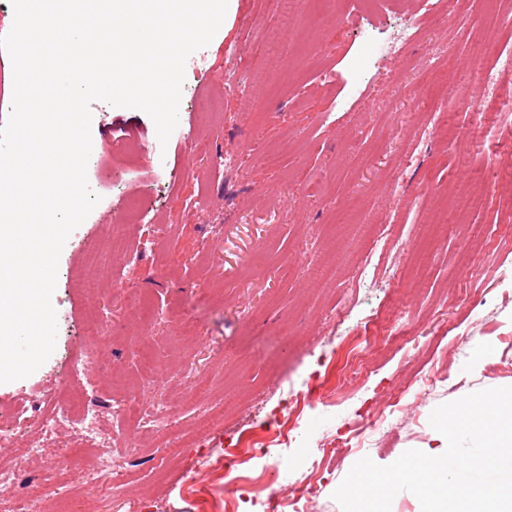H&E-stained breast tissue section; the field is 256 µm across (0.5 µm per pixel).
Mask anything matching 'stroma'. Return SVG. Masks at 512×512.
I'll use <instances>...</instances> for the list:
<instances>
[{"instance_id":"obj_1","label":"stroma","mask_w":512,"mask_h":512,"mask_svg":"<svg viewBox=\"0 0 512 512\" xmlns=\"http://www.w3.org/2000/svg\"><path fill=\"white\" fill-rule=\"evenodd\" d=\"M511 3L401 0L397 14L375 16L379 38L412 14L429 17L425 32L376 59L350 100L343 72L360 42L340 19L343 0H294L288 53L258 39L270 24L264 0H228L212 41L186 61L167 144L143 111L93 103L87 180L100 201L59 257L53 353L0 384V430L17 438L0 447V464L39 443L17 411L58 392L69 357L85 348L95 352L85 377L103 432L123 386L140 406L170 398L179 408L92 484L81 476L96 450L60 428L55 446L0 491V512L15 493L43 512L46 472L76 487L59 512H285L283 496L309 485L312 512H342L333 493L358 460L386 466L425 448L437 406L512 386L502 357L512 250L496 247L501 225H512V70L488 92L472 69L474 58L490 65L512 51V29L494 26ZM432 54L433 76L420 68ZM322 67L332 82L321 81ZM285 72L289 82L268 101L218 83L244 75L263 86ZM433 121L447 139L409 156ZM186 132L206 154L186 157ZM289 135L290 152L268 160ZM130 194L143 221L124 217ZM109 224L123 225L126 246L105 259ZM368 259L378 274L364 283ZM460 288L477 307L455 305ZM95 318L107 334L86 332ZM145 336L165 353L151 372L132 354ZM407 336L419 337L417 348L404 347ZM356 356L372 374L343 382ZM359 427L361 447L323 462L322 444Z\"/></svg>"}]
</instances>
